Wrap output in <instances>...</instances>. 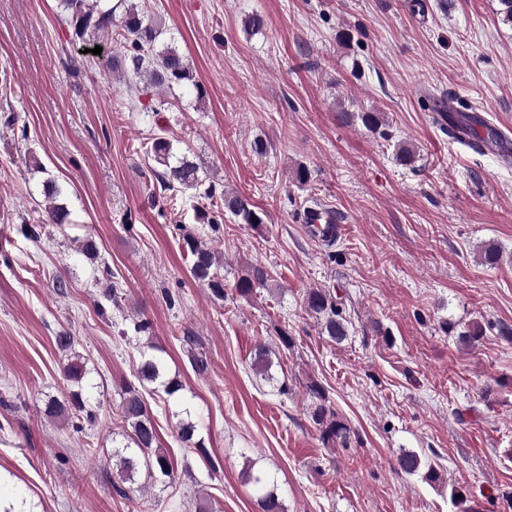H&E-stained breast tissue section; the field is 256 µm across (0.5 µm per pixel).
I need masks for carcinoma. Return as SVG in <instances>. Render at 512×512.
<instances>
[{
    "label": "carcinoma",
    "mask_w": 512,
    "mask_h": 512,
    "mask_svg": "<svg viewBox=\"0 0 512 512\" xmlns=\"http://www.w3.org/2000/svg\"><path fill=\"white\" fill-rule=\"evenodd\" d=\"M64 11L67 12V23L73 29L76 38L82 39L87 33H112V39L119 44L120 56L112 58V69L121 73L130 83L140 86L143 95L150 104L143 106L147 112H162L169 108L170 92L176 86L189 83L196 92V98L202 99L206 94L204 85L195 80L193 70L185 57L176 47L164 41L165 34L162 24L154 17L147 15L133 3V0H115L112 7L97 10L88 0H62ZM266 21L259 13L247 16L243 21L244 32L256 35L264 31ZM362 125L370 132L382 138L389 137L385 132V119L380 112L358 113ZM486 126V122L476 117H466L455 125V129L471 136L469 146L475 151H482V136L477 127ZM145 160L151 163L150 169L160 186L166 190L179 188L194 191V197L204 200L220 201L224 210L236 217L238 223L258 227L265 223L264 213L250 201L237 193L219 190L210 183L205 184L200 172L204 163L195 162L184 153L175 151L173 143L162 134L151 137L144 146ZM61 194V188L54 182H46L45 213L52 224L65 222L68 212L65 208L53 204V199ZM183 241L190 254L191 275L209 288L212 296L224 300V279L217 273V253L215 249L199 241L190 234L184 235ZM481 263L494 268L502 261V252L497 244L488 242L480 250ZM270 275L267 270L252 266L242 275L235 286L236 291L246 296L256 288L268 286ZM305 309L315 317L321 331L329 338L340 342L347 336V326L343 317V308L338 298L327 288H311L306 294ZM462 344L473 346L485 336V326L473 321L458 333ZM64 377L74 385H81L86 377V368L79 358L69 360L65 367ZM162 377L161 362L149 356L138 368V380L155 382ZM310 394L316 399L311 418L323 439L348 447L351 428L340 420L336 412L326 405L324 389L313 383ZM79 412L86 418L93 417L92 410L83 399L82 394L73 391L65 401L50 400L46 403L43 414L49 419H62ZM122 422L129 429V443L117 446L112 450V487L125 495L123 484L135 482L139 470L145 471V482L139 490L144 491L156 482L172 479L173 465L168 454L156 447L157 430L150 408L142 393L133 385H128L119 405ZM397 468L406 475L420 476L428 483L442 480L434 461L421 457L414 451L401 450L396 456ZM248 480L263 490L259 498L260 512H285L282 502L276 493V485L265 472L247 473ZM450 498L460 507V512H473L468 505L471 494L466 487L458 484L451 486Z\"/></svg>",
    "instance_id": "1"
}]
</instances>
